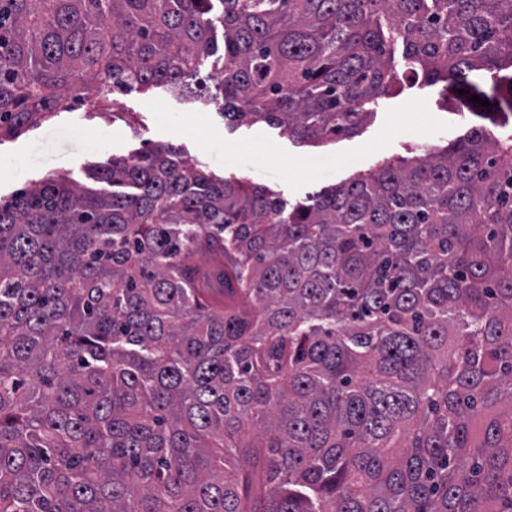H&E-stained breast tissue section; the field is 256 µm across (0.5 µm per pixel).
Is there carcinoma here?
I'll return each instance as SVG.
<instances>
[{"instance_id": "obj_1", "label": "carcinoma", "mask_w": 512, "mask_h": 512, "mask_svg": "<svg viewBox=\"0 0 512 512\" xmlns=\"http://www.w3.org/2000/svg\"><path fill=\"white\" fill-rule=\"evenodd\" d=\"M396 44L502 131L294 204L170 146L0 200V512H512V0H0V136L163 88L332 141Z\"/></svg>"}]
</instances>
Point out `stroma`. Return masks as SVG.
I'll return each instance as SVG.
<instances>
[{"label":"stroma","mask_w":512,"mask_h":512,"mask_svg":"<svg viewBox=\"0 0 512 512\" xmlns=\"http://www.w3.org/2000/svg\"><path fill=\"white\" fill-rule=\"evenodd\" d=\"M122 112L134 113L136 128L119 120ZM490 124L459 105L444 84L408 75L358 133L328 143L293 140L264 123L233 131L203 103L178 101L161 88L116 93L0 138V198L50 174L90 187L94 167L170 145L185 161L203 160L218 176L267 187L292 202L348 181L383 159L407 156L420 146L442 147L470 128Z\"/></svg>","instance_id":"stroma-1"}]
</instances>
